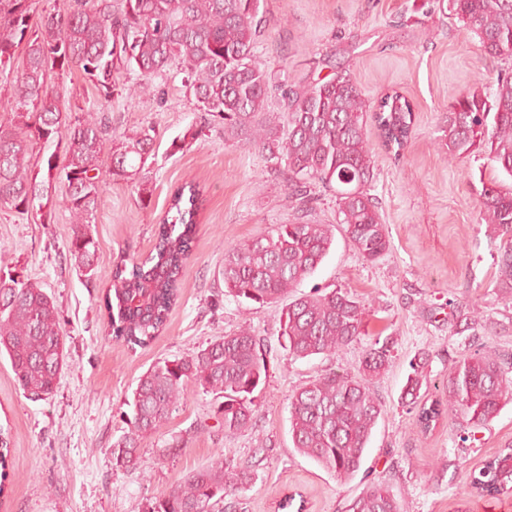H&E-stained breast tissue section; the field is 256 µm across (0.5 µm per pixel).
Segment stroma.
Listing matches in <instances>:
<instances>
[{"mask_svg":"<svg viewBox=\"0 0 512 512\" xmlns=\"http://www.w3.org/2000/svg\"><path fill=\"white\" fill-rule=\"evenodd\" d=\"M256 56L287 84L351 79L369 100L395 89L413 104L415 125L403 162L397 163L369 129L374 179L370 193L387 224L390 250L362 260L336 223L333 192L317 189L308 220L333 227V244L299 293L345 288L368 309L367 334L330 356L295 360L278 338L279 305L260 306L224 292L225 246L264 234L297 216L288 201V177L246 141L224 135L222 119L200 111L182 74L156 78L152 93L117 96L102 104L79 71L60 82L67 98L89 112L103 111L108 138L152 128L145 173L151 195L105 180L93 234L96 270L82 275L70 262L71 233L57 185L46 219L0 208V276L41 282L59 311L68 367L54 394L31 400L0 358V427L11 452L0 512H148L215 452L248 467L242 512H276L288 491L302 494L308 512H345L371 484L383 483L406 512H512V494H466L468 472L512 442V403L479 429L463 448L439 423L420 432L400 400L412 364L427 377L422 400L441 395L448 366L460 352L492 348L512 357V299L495 287L499 239L479 215L477 195L493 173L480 157L449 159L441 146L449 106L458 91L482 78L495 86L512 73V58H489L474 33L450 15L447 0H263ZM196 140L185 143L187 129ZM204 190L192 256L179 284V300L165 328L145 347L110 334L102 298L119 257L145 258L172 190L185 182ZM479 328L456 334L449 301ZM250 328L267 363L256 392L251 428L224 430L221 401L189 387L161 429L141 439L139 460L117 465L113 443L128 429L127 401L155 363L190 356L240 328ZM391 345V363L372 386L383 402L363 465L348 481L300 455L292 445L290 397L332 370H355L371 339Z\"/></svg>","mask_w":512,"mask_h":512,"instance_id":"1","label":"stroma"}]
</instances>
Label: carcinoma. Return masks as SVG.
I'll list each match as a JSON object with an SVG mask.
<instances>
[{
	"instance_id": "obj_1",
	"label": "carcinoma",
	"mask_w": 512,
	"mask_h": 512,
	"mask_svg": "<svg viewBox=\"0 0 512 512\" xmlns=\"http://www.w3.org/2000/svg\"><path fill=\"white\" fill-rule=\"evenodd\" d=\"M37 0H0V207L29 211L53 206L56 181L65 185L70 213V260L94 274L97 241L92 232L104 177L150 193L142 174L152 150L150 129L107 144V118L75 116L51 75L77 69L104 101L153 87L176 66L203 112L224 116V130L243 134L267 161L288 174L291 202L301 213L315 189L336 193L338 223L366 262L390 249L387 225L369 193L373 154L365 117L372 113L385 150L404 157L414 127L412 103L397 90L369 101L349 78L336 77L288 89L275 81L254 52L260 33L261 0H75L68 11H42ZM448 9L479 38L490 57H512V0H448ZM131 72L135 85L124 82ZM281 94L282 109H268ZM66 139L65 164L41 151ZM442 146L453 160L479 154L484 166L512 180V76H499L487 93L476 80L448 108ZM110 165L101 168L102 158ZM203 190L194 183L174 189L154 247L140 260L122 258L112 270L104 308L112 336L128 344H149L166 325L179 298V281L197 231ZM482 219L501 237L496 288L512 297V183L494 179L482 187ZM333 241L332 226L296 221L224 248V288L236 299L259 305L288 300L278 336L290 357L334 354L365 335V305L346 289L295 295L314 273ZM9 358L19 386L33 399L51 396L67 367L57 308L42 285L0 277V353ZM391 361L388 342L375 339L354 374L329 372L291 397L293 448L336 479L356 475L364 460L382 404L372 388ZM266 378V364L249 329L225 335L193 356L149 368L132 391L128 431L113 444L120 465L136 461L140 438L157 431L195 386L224 399V431L252 422L253 394ZM424 378L407 377L401 401L427 432L448 420L467 442L469 429L487 424L512 402V378L494 349L464 352L448 369L444 397L418 401ZM251 481L250 471L216 454L192 472L149 512H213V506ZM468 489L482 495L512 491V445L467 475ZM349 512H401L399 501L376 484L352 500Z\"/></svg>"
}]
</instances>
